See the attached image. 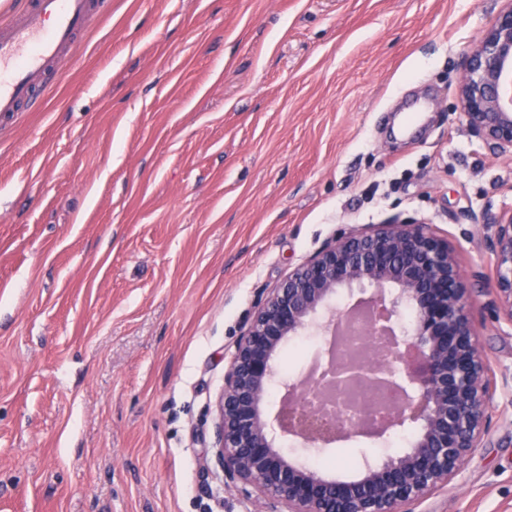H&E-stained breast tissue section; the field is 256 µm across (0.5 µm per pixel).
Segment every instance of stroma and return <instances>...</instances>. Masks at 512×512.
<instances>
[{
	"instance_id": "1",
	"label": "stroma",
	"mask_w": 512,
	"mask_h": 512,
	"mask_svg": "<svg viewBox=\"0 0 512 512\" xmlns=\"http://www.w3.org/2000/svg\"><path fill=\"white\" fill-rule=\"evenodd\" d=\"M503 4L89 14L51 94L0 121V512H262L212 455L241 327L341 232L409 217L457 251L505 379L484 448L415 512H512V323L485 243L512 211V153L458 110L460 64ZM399 450L337 443L328 474Z\"/></svg>"
}]
</instances>
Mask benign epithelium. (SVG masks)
I'll list each match as a JSON object with an SVG mask.
<instances>
[{"mask_svg": "<svg viewBox=\"0 0 512 512\" xmlns=\"http://www.w3.org/2000/svg\"><path fill=\"white\" fill-rule=\"evenodd\" d=\"M459 110L475 135L512 150V0L462 63ZM488 246L492 304L512 323V213L494 225ZM344 291L353 300L347 311L373 312L368 335L387 347L352 360L342 374L401 393L381 426L361 416L322 427L300 413L321 354L300 379L279 372L288 340L336 330L342 316L334 304ZM475 311L456 250L428 224L393 220L324 244L259 300L225 365L213 446L225 488L268 512H410L448 487L484 447L497 409V372L480 349ZM274 385L288 400L286 415L269 411ZM403 433L409 448L365 461L351 479L329 477L283 447L292 440L317 454L340 440L385 445Z\"/></svg>", "mask_w": 512, "mask_h": 512, "instance_id": "obj_1", "label": "benign epithelium"}]
</instances>
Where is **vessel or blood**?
Returning a JSON list of instances; mask_svg holds the SVG:
<instances>
[{"label": "vessel or blood", "mask_w": 512, "mask_h": 512, "mask_svg": "<svg viewBox=\"0 0 512 512\" xmlns=\"http://www.w3.org/2000/svg\"><path fill=\"white\" fill-rule=\"evenodd\" d=\"M94 6V0H28L23 13L0 28V119L43 99L39 77L64 56Z\"/></svg>", "instance_id": "vessel-or-blood-1"}]
</instances>
